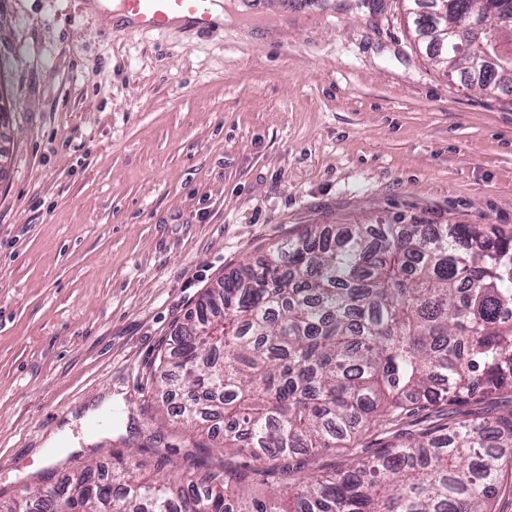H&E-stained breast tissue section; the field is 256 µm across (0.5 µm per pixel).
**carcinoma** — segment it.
Here are the masks:
<instances>
[{"instance_id":"carcinoma-1","label":"carcinoma","mask_w":512,"mask_h":512,"mask_svg":"<svg viewBox=\"0 0 512 512\" xmlns=\"http://www.w3.org/2000/svg\"><path fill=\"white\" fill-rule=\"evenodd\" d=\"M512 16V0H452ZM464 66V81L493 87ZM160 375L183 391L176 415L224 454L292 460L342 448L415 405L512 393V237L470 224H354L287 240L206 293ZM512 411L424 433L374 461L261 498L220 464L191 494L129 468L65 478L64 512H489ZM42 491L0 512H44Z\"/></svg>"}]
</instances>
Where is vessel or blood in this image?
<instances>
[{
	"mask_svg": "<svg viewBox=\"0 0 512 512\" xmlns=\"http://www.w3.org/2000/svg\"><path fill=\"white\" fill-rule=\"evenodd\" d=\"M96 10L122 19L126 32H162L177 24L198 33L214 28L216 0H92Z\"/></svg>",
	"mask_w": 512,
	"mask_h": 512,
	"instance_id": "b4317fda",
	"label": "vessel or blood"
}]
</instances>
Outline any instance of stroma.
Masks as SVG:
<instances>
[{
    "label": "stroma",
    "mask_w": 512,
    "mask_h": 512,
    "mask_svg": "<svg viewBox=\"0 0 512 512\" xmlns=\"http://www.w3.org/2000/svg\"><path fill=\"white\" fill-rule=\"evenodd\" d=\"M241 2L244 24L196 37L121 33L87 0H0L2 500L120 460L178 482L191 451L263 494L280 462L202 446L162 402L159 360L205 291L313 228L512 234V95L448 79L403 0ZM510 409L419 408L293 474Z\"/></svg>",
    "instance_id": "35a3bbf8"
}]
</instances>
